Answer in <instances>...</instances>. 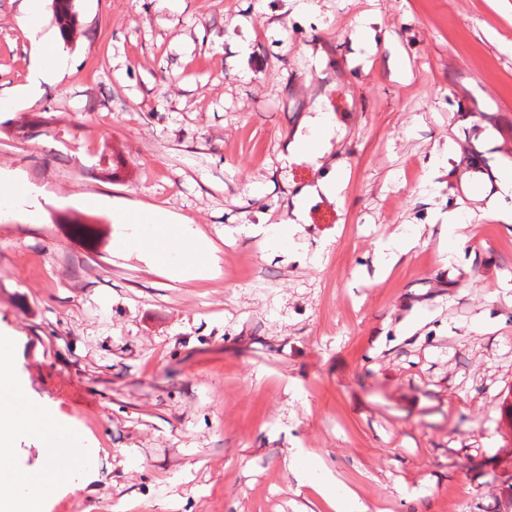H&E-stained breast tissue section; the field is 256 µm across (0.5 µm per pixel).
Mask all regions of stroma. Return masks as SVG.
Here are the masks:
<instances>
[{"mask_svg": "<svg viewBox=\"0 0 512 512\" xmlns=\"http://www.w3.org/2000/svg\"><path fill=\"white\" fill-rule=\"evenodd\" d=\"M313 2L76 0L69 75L0 112V172L38 204L0 214L17 409L68 419L86 456L41 512H332L296 448L370 512H512V226L489 204L512 162V0ZM19 3L0 0V90L36 65ZM318 115L315 174L346 177L311 206L338 222L276 249L241 234L291 218L307 157L280 154ZM119 207L192 225L207 265L118 248ZM400 234L418 244L382 274ZM55 426L0 446V484L28 493Z\"/></svg>", "mask_w": 512, "mask_h": 512, "instance_id": "1", "label": "stroma"}]
</instances>
